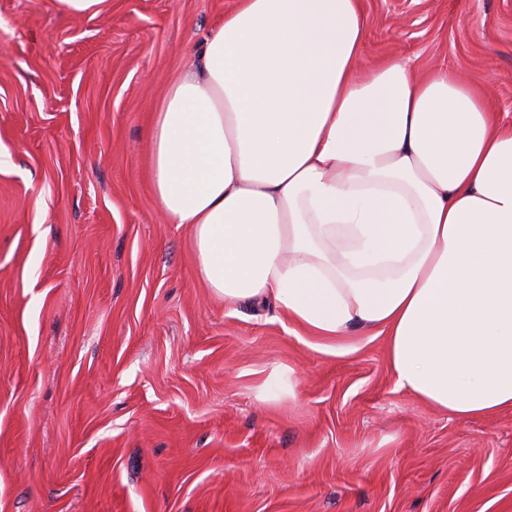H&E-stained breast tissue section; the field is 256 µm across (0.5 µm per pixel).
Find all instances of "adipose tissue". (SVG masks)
Here are the masks:
<instances>
[{
  "instance_id": "adipose-tissue-1",
  "label": "adipose tissue",
  "mask_w": 512,
  "mask_h": 512,
  "mask_svg": "<svg viewBox=\"0 0 512 512\" xmlns=\"http://www.w3.org/2000/svg\"><path fill=\"white\" fill-rule=\"evenodd\" d=\"M357 0H237L148 129L153 196L227 301L385 334L399 389L512 409V127L447 68L358 62Z\"/></svg>"
}]
</instances>
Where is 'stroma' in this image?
<instances>
[{
	"mask_svg": "<svg viewBox=\"0 0 512 512\" xmlns=\"http://www.w3.org/2000/svg\"><path fill=\"white\" fill-rule=\"evenodd\" d=\"M359 4L360 70L448 66L512 126V0ZM234 5L0 0V512H512L511 410L458 420L385 336L215 298L158 209L150 118Z\"/></svg>",
	"mask_w": 512,
	"mask_h": 512,
	"instance_id": "1",
	"label": "stroma"
}]
</instances>
